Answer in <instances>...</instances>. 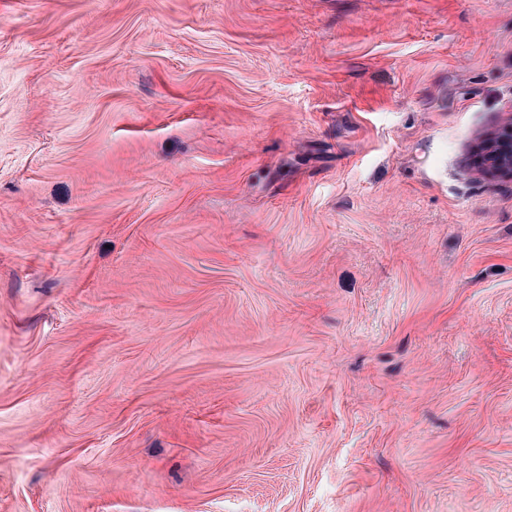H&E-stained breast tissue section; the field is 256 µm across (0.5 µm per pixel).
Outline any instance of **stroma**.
<instances>
[{
  "label": "stroma",
  "instance_id": "1",
  "mask_svg": "<svg viewBox=\"0 0 512 512\" xmlns=\"http://www.w3.org/2000/svg\"><path fill=\"white\" fill-rule=\"evenodd\" d=\"M512 0H0V512H512ZM479 162L489 171L512 177V128L507 127L489 143Z\"/></svg>",
  "mask_w": 512,
  "mask_h": 512
}]
</instances>
